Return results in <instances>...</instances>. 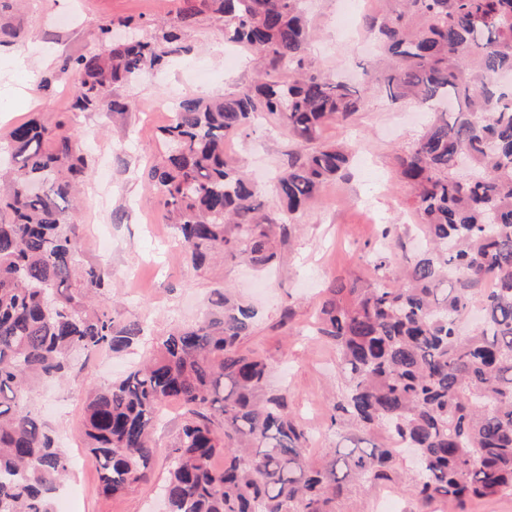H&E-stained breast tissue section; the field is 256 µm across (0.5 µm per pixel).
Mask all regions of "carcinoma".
<instances>
[{"label":"carcinoma","mask_w":512,"mask_h":512,"mask_svg":"<svg viewBox=\"0 0 512 512\" xmlns=\"http://www.w3.org/2000/svg\"><path fill=\"white\" fill-rule=\"evenodd\" d=\"M301 0H201L180 14L192 25L211 4L229 41L246 47L267 80L219 100L187 99L161 130L151 172L166 219L196 263L224 253L256 267L276 258L277 237L350 162L326 143V123L361 109V90L313 69ZM365 19L391 56L384 78L395 104H456L438 112L396 156L426 249L396 286L388 256L375 279L333 282L317 327L336 347L344 387L331 424L349 446L317 466L287 396L270 390L267 363L239 350L255 310L223 288L200 323L162 338L150 359L95 389L85 406L88 452L102 491L121 495L149 480L152 430L163 409H188L161 485L168 512H336L354 478L369 489L399 477L414 450L408 490L420 503L463 502L512 491V0H398ZM170 30L113 43L105 55L66 59L79 75L72 109L125 112L103 91L162 66L185 47ZM288 69V81L276 75ZM264 113L285 124L293 149L264 206L224 143ZM0 512H56L73 461L33 405L37 385L64 377L72 357L131 347L137 322L117 325L105 280L78 259L68 213L86 165L79 141L38 121L0 145ZM224 455V463L213 459Z\"/></svg>","instance_id":"obj_1"}]
</instances>
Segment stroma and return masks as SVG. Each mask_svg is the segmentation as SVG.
I'll return each instance as SVG.
<instances>
[{"label":"stroma","instance_id":"1","mask_svg":"<svg viewBox=\"0 0 512 512\" xmlns=\"http://www.w3.org/2000/svg\"><path fill=\"white\" fill-rule=\"evenodd\" d=\"M184 6L185 0H10L7 11L27 56L40 67L33 75L19 70L15 46L0 45V138L33 119L79 136L86 168L80 202L70 214L78 226L79 261L104 271L116 323L137 320L146 328L131 349L106 352L96 365L76 359L67 377L36 394L42 420L74 461L57 512H163L155 487L167 477L166 457L186 420L184 408L169 405L155 425L149 482L112 497L102 493L100 473L86 457L84 401L149 356L169 331L200 321L215 288L228 289L257 310L253 331L240 348L266 361L271 386L287 392L289 409L307 434L309 460L321 464L328 451L343 444L330 420L332 396L342 385L336 348L313 329L323 292L339 278H373L369 258L382 247V225H397L400 237L399 244L386 248L388 283L400 281L419 249L409 191L397 181L393 159L420 135L428 118L414 107L392 104L373 85L350 125L325 126L324 141H355L360 149L348 171L293 218L270 270L230 257L198 267L191 263L176 230L164 221L147 174L161 160L160 131L172 119L171 106L184 98L221 97L253 82L251 53L227 43L223 17L204 11L183 36L188 53L164 69L108 88L106 99L128 102L126 112L72 111L78 77L62 69L66 58L108 52L110 43L100 32L108 21L133 19L138 35L150 38L157 24L173 22ZM304 7L315 33L308 48L313 68L359 84L382 56L371 35L359 24L344 28L343 0H305ZM291 147L281 124L261 118L247 136L227 142L226 152L241 160L270 204L274 178ZM386 507L415 512L398 481L372 490L352 486L336 503L337 512Z\"/></svg>","mask_w":512,"mask_h":512}]
</instances>
